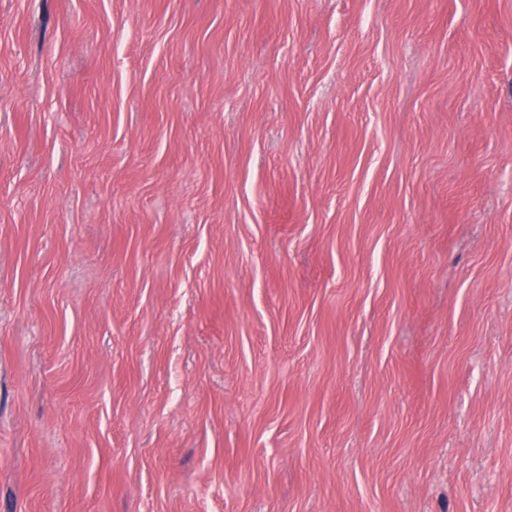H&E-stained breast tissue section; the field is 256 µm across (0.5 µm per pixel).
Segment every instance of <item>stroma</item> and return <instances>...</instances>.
<instances>
[{
    "instance_id": "1",
    "label": "stroma",
    "mask_w": 512,
    "mask_h": 512,
    "mask_svg": "<svg viewBox=\"0 0 512 512\" xmlns=\"http://www.w3.org/2000/svg\"><path fill=\"white\" fill-rule=\"evenodd\" d=\"M0 512H512V0H0Z\"/></svg>"
}]
</instances>
